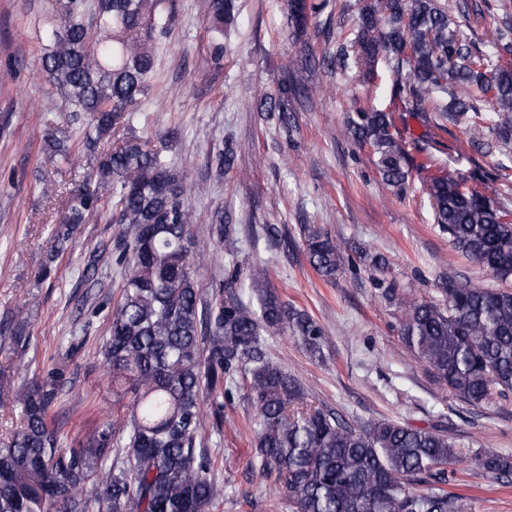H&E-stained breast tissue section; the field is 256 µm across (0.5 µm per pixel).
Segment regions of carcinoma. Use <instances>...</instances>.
<instances>
[{
  "instance_id": "obj_1",
  "label": "carcinoma",
  "mask_w": 512,
  "mask_h": 512,
  "mask_svg": "<svg viewBox=\"0 0 512 512\" xmlns=\"http://www.w3.org/2000/svg\"><path fill=\"white\" fill-rule=\"evenodd\" d=\"M162 0H51L53 29L41 69L73 112L87 115L84 149L94 191L69 201L59 248L73 229L111 206L109 219L125 225L119 255L121 287L108 314L103 346L112 415L67 442L55 422L66 395L63 371L38 376L16 390L20 430L0 448V512H209L224 495L201 433H221L229 385L240 377L255 410L252 466L270 481L292 512H464L448 485L463 461L444 427H410L380 420L357 428L326 406L308 404L301 382L267 357L261 331L286 330L312 357L325 331L309 314L266 287L267 270H252L257 306L233 288L209 299L194 275L190 249L193 212L188 197L202 191L184 182L162 152L136 135L156 57L148 42L159 27ZM295 27L325 3L288 0ZM211 60L224 58V29L236 21V0H206ZM474 30L464 31L439 0H364L353 42L328 57L373 71L386 56L409 71L398 91L406 111L444 130L469 129L468 146L512 148V65L495 64ZM289 62L278 94L264 99L283 127L293 119ZM484 102L501 121L481 124ZM393 113L359 110L346 132L370 146L382 181L408 183V153L395 138ZM112 149L99 156L108 133ZM434 223L454 247L496 280L512 281V222L494 185L465 186L453 173L423 181ZM309 264L325 280L340 271L344 250L327 232L304 228ZM442 300L416 299L395 288L385 298L401 311L399 338L460 401L486 403L512 394V291L448 280ZM472 460L497 479L512 477V456L492 448Z\"/></svg>"
}]
</instances>
